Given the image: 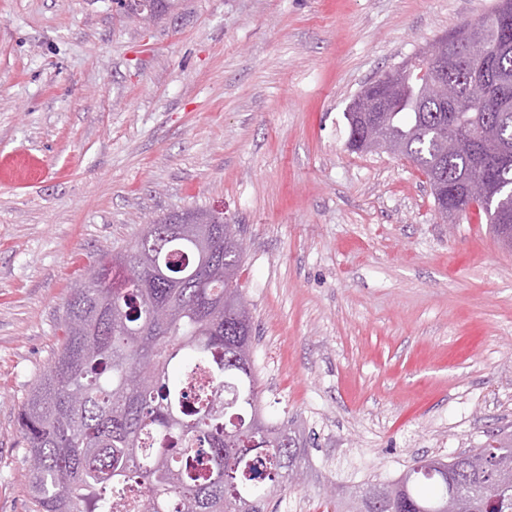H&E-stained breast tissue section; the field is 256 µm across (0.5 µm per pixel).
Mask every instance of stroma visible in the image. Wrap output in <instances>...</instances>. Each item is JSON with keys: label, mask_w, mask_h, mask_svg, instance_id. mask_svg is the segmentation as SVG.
Here are the masks:
<instances>
[{"label": "stroma", "mask_w": 512, "mask_h": 512, "mask_svg": "<svg viewBox=\"0 0 512 512\" xmlns=\"http://www.w3.org/2000/svg\"><path fill=\"white\" fill-rule=\"evenodd\" d=\"M494 0H0V512H32L17 414L75 284L147 224L223 213L246 250L266 418L305 481L268 512L512 432V251L407 159L345 148L370 80ZM150 2V3H147ZM170 0H126L122 5L127 14H148L153 19H161L169 13Z\"/></svg>", "instance_id": "obj_1"}]
</instances>
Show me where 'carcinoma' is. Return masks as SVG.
Segmentation results:
<instances>
[{
    "label": "carcinoma",
    "mask_w": 512,
    "mask_h": 512,
    "mask_svg": "<svg viewBox=\"0 0 512 512\" xmlns=\"http://www.w3.org/2000/svg\"><path fill=\"white\" fill-rule=\"evenodd\" d=\"M172 0H124L129 14L160 19ZM408 83L388 91L385 129L425 176L435 207L458 204L499 225L512 212V95L490 92L470 106L460 73L452 94L427 95L429 72L417 55ZM346 149L369 152L365 126L347 124ZM224 217L200 210L147 225L121 252L106 254L71 293L65 337L17 417L26 449L33 512H112L129 497L135 512H266L292 484L305 449L296 432L265 419L252 359V316L241 317L243 252ZM164 308L160 320L155 310ZM254 439L264 451L250 447ZM454 457L457 489L482 512L487 485L512 476V433ZM395 499L431 509L448 484L408 467L387 483ZM361 491L336 500V512H394L385 499L359 503Z\"/></svg>",
    "instance_id": "carcinoma-1"
}]
</instances>
